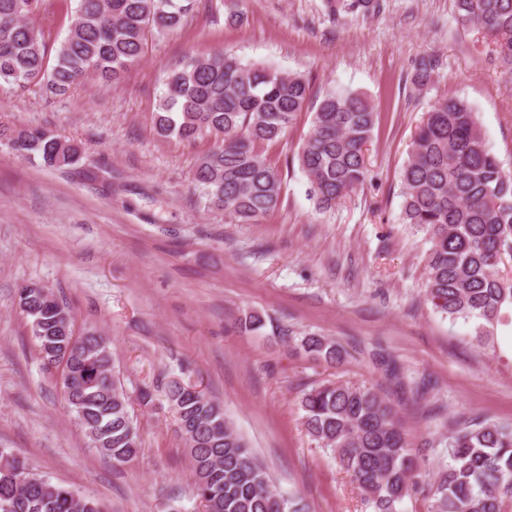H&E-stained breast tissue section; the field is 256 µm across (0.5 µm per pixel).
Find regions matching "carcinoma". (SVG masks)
Masks as SVG:
<instances>
[{
  "mask_svg": "<svg viewBox=\"0 0 512 512\" xmlns=\"http://www.w3.org/2000/svg\"><path fill=\"white\" fill-rule=\"evenodd\" d=\"M195 0H77L67 37L49 60L42 32L31 22L39 0H0V85L45 82L65 96L88 77L103 85L120 82L140 58L148 31L180 26ZM458 23L495 40L500 62L512 71V0H455ZM331 14L375 13L380 0H328ZM439 67L422 59L412 82L428 86ZM155 113L162 137L213 146L201 154L192 183L208 204L241 224H256L280 204L282 175L262 147L278 142L304 110L309 83L297 72L244 62L218 51L166 71ZM377 113L359 92L329 91L319 102L296 160L316 205L328 211L366 181L365 146ZM19 155L45 167L65 168L81 158L83 145L45 128L15 131L0 126ZM402 221L426 234L425 297L453 321L473 325L470 339L492 351L497 329L512 326V276L502 274L512 257V174L490 149L473 107L458 97L434 101L414 134L401 175ZM18 306L27 318L44 368L57 364L60 344H71L62 378L66 406L91 447L115 465L141 450L131 396L114 374L111 340L94 329L65 336L68 307L40 285L21 287ZM266 320L250 312L239 320L258 332ZM277 335L295 349L331 367L346 351L310 334L299 339L287 328ZM172 407L195 475L204 512H301L299 502L276 492L248 442L233 428L223 406L196 386L158 377L137 400ZM309 436L334 452L373 512H400L418 476L398 404L373 384L328 380L299 400ZM448 463L429 489L430 512H503L512 500V425L491 419L457 421L446 442ZM53 484L24 461L0 453V512H100V503Z\"/></svg>",
  "mask_w": 512,
  "mask_h": 512,
  "instance_id": "cac0c4a2",
  "label": "carcinoma"
}]
</instances>
